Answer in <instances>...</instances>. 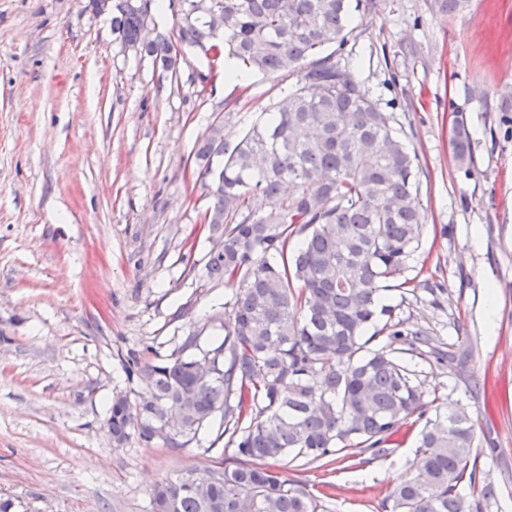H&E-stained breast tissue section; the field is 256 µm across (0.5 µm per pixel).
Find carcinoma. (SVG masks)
I'll return each mask as SVG.
<instances>
[{
    "label": "carcinoma",
    "instance_id": "1",
    "mask_svg": "<svg viewBox=\"0 0 512 512\" xmlns=\"http://www.w3.org/2000/svg\"><path fill=\"white\" fill-rule=\"evenodd\" d=\"M178 2L180 46L296 81L234 144L220 124L198 143L205 221L223 245L207 253L205 276L235 285L232 323L211 348L194 328L167 359L130 356L135 398L114 394L106 423L117 443L135 436L184 448L218 420L234 448L193 483H156L149 512H325L320 496L275 463L384 456L412 414L423 422L415 474L386 491L383 512H485L498 486L480 465L470 415L441 411L403 359L460 365L472 353L393 321L384 304L385 292L408 287L424 214L416 154L393 116L333 61L354 13L372 0ZM156 7L112 0V32L173 72V44L144 27ZM454 112L453 152L467 166L469 133ZM257 194L267 201L261 213L251 207ZM380 336L386 345H372ZM199 355L211 356V375ZM173 408L179 431L158 435Z\"/></svg>",
    "mask_w": 512,
    "mask_h": 512
}]
</instances>
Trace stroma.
Here are the masks:
<instances>
[{
    "label": "stroma",
    "mask_w": 512,
    "mask_h": 512,
    "mask_svg": "<svg viewBox=\"0 0 512 512\" xmlns=\"http://www.w3.org/2000/svg\"><path fill=\"white\" fill-rule=\"evenodd\" d=\"M405 137L420 164L426 233L387 292L395 319L451 347L465 369L418 362L427 391L466 407L488 512H512V0H375L335 56ZM250 72L231 85L189 51L175 72L126 47L89 0H0V502L9 512H146L153 485L210 467V426L186 447L113 441L107 404L130 392L129 352L166 358L192 323L202 347L224 337L233 287L204 276L206 189L193 153L216 121L235 141L287 91ZM465 111L474 162L451 146ZM420 429L407 419L383 457L327 467L289 457L288 479L320 490L327 512H382V491L413 475Z\"/></svg>",
    "instance_id": "stroma-1"
}]
</instances>
